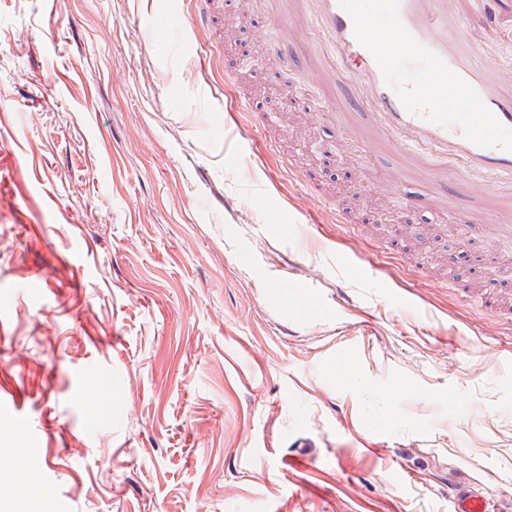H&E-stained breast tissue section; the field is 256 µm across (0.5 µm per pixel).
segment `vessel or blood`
<instances>
[{
	"label": "vessel or blood",
	"instance_id": "obj_1",
	"mask_svg": "<svg viewBox=\"0 0 512 512\" xmlns=\"http://www.w3.org/2000/svg\"><path fill=\"white\" fill-rule=\"evenodd\" d=\"M288 56L296 20L312 30L319 67L347 83L339 125L365 128L372 142L395 145L407 167L440 183L455 179L460 223L483 231L469 189L482 185L512 206V73L492 70L465 49L455 0H270ZM488 26L512 22V0H480ZM454 512H495L491 495L448 488Z\"/></svg>",
	"mask_w": 512,
	"mask_h": 512
}]
</instances>
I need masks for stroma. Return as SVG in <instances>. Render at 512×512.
Segmentation results:
<instances>
[{"label": "stroma", "instance_id": "obj_1", "mask_svg": "<svg viewBox=\"0 0 512 512\" xmlns=\"http://www.w3.org/2000/svg\"><path fill=\"white\" fill-rule=\"evenodd\" d=\"M181 2L0 0V467L41 512H448L452 482L512 512V317L489 272L450 285L460 243L512 286V212L475 188L473 242L452 202L408 213L435 183L325 143L333 82L285 88L255 0L217 41ZM457 14L512 68L511 32Z\"/></svg>", "mask_w": 512, "mask_h": 512}]
</instances>
